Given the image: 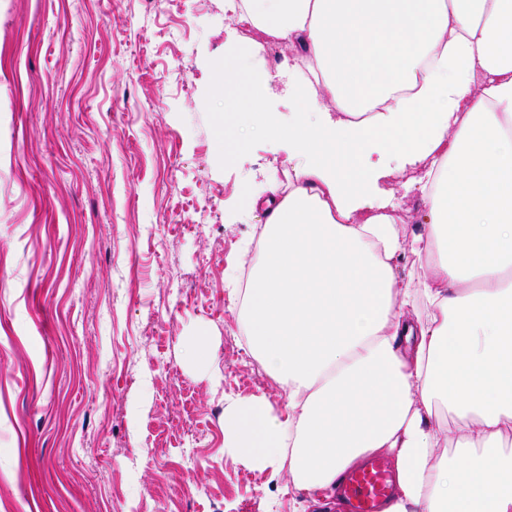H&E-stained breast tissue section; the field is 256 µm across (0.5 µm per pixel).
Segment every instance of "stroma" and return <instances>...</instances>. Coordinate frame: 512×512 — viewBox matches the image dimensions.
Here are the masks:
<instances>
[{"label":"stroma","instance_id":"obj_1","mask_svg":"<svg viewBox=\"0 0 512 512\" xmlns=\"http://www.w3.org/2000/svg\"><path fill=\"white\" fill-rule=\"evenodd\" d=\"M233 37L287 123L290 52L224 0H0V512H305L224 451L225 399L287 403L224 278L261 230L245 189L288 179L279 137L224 138ZM422 175L383 183L409 235Z\"/></svg>","mask_w":512,"mask_h":512}]
</instances>
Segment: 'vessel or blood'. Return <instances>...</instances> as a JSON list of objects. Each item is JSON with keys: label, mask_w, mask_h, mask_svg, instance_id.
<instances>
[{"label": "vessel or blood", "mask_w": 512, "mask_h": 512, "mask_svg": "<svg viewBox=\"0 0 512 512\" xmlns=\"http://www.w3.org/2000/svg\"><path fill=\"white\" fill-rule=\"evenodd\" d=\"M394 488V475L382 459L371 458L346 473L339 487L343 512H385Z\"/></svg>", "instance_id": "b4317fda"}]
</instances>
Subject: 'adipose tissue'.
I'll return each mask as SVG.
<instances>
[{
  "instance_id": "ef3b65f1",
  "label": "adipose tissue",
  "mask_w": 512,
  "mask_h": 512,
  "mask_svg": "<svg viewBox=\"0 0 512 512\" xmlns=\"http://www.w3.org/2000/svg\"><path fill=\"white\" fill-rule=\"evenodd\" d=\"M229 2L291 52L295 112L287 184L245 196L249 279L227 277L288 402L229 399L225 450L315 504L383 454L387 512H512V0ZM262 50L224 52L240 108L271 81ZM415 164L427 224L408 237L381 184Z\"/></svg>"
}]
</instances>
